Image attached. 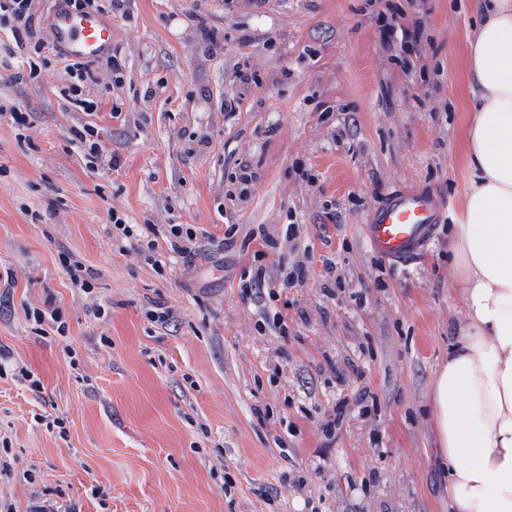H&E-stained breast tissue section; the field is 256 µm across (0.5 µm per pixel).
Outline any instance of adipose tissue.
<instances>
[{
	"label": "adipose tissue",
	"mask_w": 512,
	"mask_h": 512,
	"mask_svg": "<svg viewBox=\"0 0 512 512\" xmlns=\"http://www.w3.org/2000/svg\"><path fill=\"white\" fill-rule=\"evenodd\" d=\"M468 40L471 171L455 226L464 320L440 364L432 417L450 512H512V0H482Z\"/></svg>",
	"instance_id": "1"
}]
</instances>
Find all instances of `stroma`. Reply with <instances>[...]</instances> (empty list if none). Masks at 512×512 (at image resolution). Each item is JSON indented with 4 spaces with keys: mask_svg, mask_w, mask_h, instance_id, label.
Listing matches in <instances>:
<instances>
[{
    "mask_svg": "<svg viewBox=\"0 0 512 512\" xmlns=\"http://www.w3.org/2000/svg\"><path fill=\"white\" fill-rule=\"evenodd\" d=\"M112 21L120 71L99 65L85 114L59 97V65L0 80V349L43 387L0 378V435L14 472L0 503L29 512H448L431 418L433 379L462 317L452 224L469 174L468 38L477 0H127ZM421 40L386 45L395 14ZM219 30L204 40L201 26ZM258 81L240 88L237 67ZM239 96L235 111L224 108ZM120 118H113V109ZM96 126L90 162L70 130ZM257 173L247 198L232 174ZM441 200L409 265L369 247L362 226L391 191ZM141 226L112 241L110 213ZM149 224L213 238L210 257L155 269ZM258 226L295 237L270 275L301 267L261 325L239 279L252 259L222 249ZM83 262V296L62 251ZM336 261L335 294L321 256ZM102 305L96 319L88 303ZM171 308L162 326L147 312ZM61 308L68 336H38L26 309ZM344 423L324 425L336 406ZM65 418L64 428L46 419Z\"/></svg>",
    "mask_w": 512,
    "mask_h": 512,
    "instance_id": "obj_1",
    "label": "stroma"
}]
</instances>
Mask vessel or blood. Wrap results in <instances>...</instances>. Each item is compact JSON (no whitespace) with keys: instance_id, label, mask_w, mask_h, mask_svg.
Returning a JSON list of instances; mask_svg holds the SVG:
<instances>
[{"instance_id":"1","label":"vessel or blood","mask_w":512,"mask_h":512,"mask_svg":"<svg viewBox=\"0 0 512 512\" xmlns=\"http://www.w3.org/2000/svg\"><path fill=\"white\" fill-rule=\"evenodd\" d=\"M52 28L58 46L75 59H98L112 45V25L99 14L60 9L53 16ZM440 211L441 202L430 190H398L371 212L365 236L376 255L407 265L430 241Z\"/></svg>"}]
</instances>
